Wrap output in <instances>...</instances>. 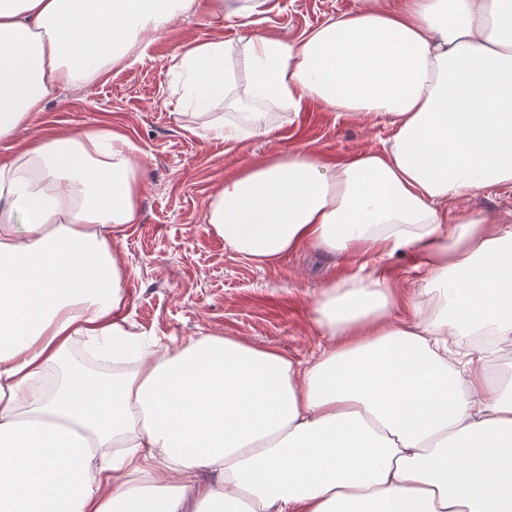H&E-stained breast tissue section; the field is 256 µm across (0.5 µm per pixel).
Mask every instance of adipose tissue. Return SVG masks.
I'll list each match as a JSON object with an SVG mask.
<instances>
[{
    "label": "adipose tissue",
    "mask_w": 512,
    "mask_h": 512,
    "mask_svg": "<svg viewBox=\"0 0 512 512\" xmlns=\"http://www.w3.org/2000/svg\"><path fill=\"white\" fill-rule=\"evenodd\" d=\"M200 1L223 15L224 0H0V141ZM245 56L247 98L393 128L336 161L306 145L258 157L205 214L257 264L306 246L359 260L314 307L326 346L304 364L124 331L111 241L139 220L138 149L41 126L0 156V512H512V379L490 381L469 345L512 341V213L448 209L512 186V0H357L296 40L251 35ZM177 66L214 137L271 134L264 113L213 111L236 88L223 42ZM398 253L419 273L409 321L381 266ZM77 336L134 368L65 369L36 393Z\"/></svg>",
    "instance_id": "1"
}]
</instances>
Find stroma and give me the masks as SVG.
Listing matches in <instances>:
<instances>
[{
	"instance_id": "1",
	"label": "stroma",
	"mask_w": 512,
	"mask_h": 512,
	"mask_svg": "<svg viewBox=\"0 0 512 512\" xmlns=\"http://www.w3.org/2000/svg\"><path fill=\"white\" fill-rule=\"evenodd\" d=\"M237 4L243 16L223 20L197 7L160 31L142 34L129 55L96 82L60 89L42 119L75 130L112 129L140 149V221L128 225L117 242L127 268L119 321L128 333L161 345L207 334L239 337L306 362L324 343L311 323L312 309L328 283L349 273L351 260L304 247L278 265L259 266L225 250L204 214L225 177L256 157L307 143L321 155L344 158L381 147L393 128L382 116L334 117L313 101L292 119L273 101L232 94L216 106L228 122H238L244 112H264L274 133L236 143L202 131L200 117L176 106V54L198 41L223 40L236 83L243 86L250 80L243 53L250 32L297 38L353 10L356 0ZM192 126L198 134H189Z\"/></svg>"
}]
</instances>
